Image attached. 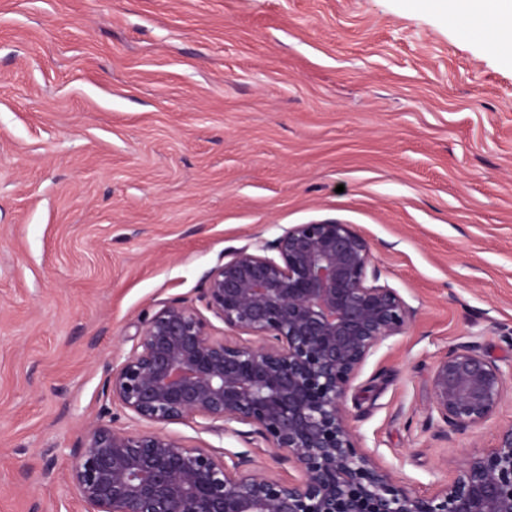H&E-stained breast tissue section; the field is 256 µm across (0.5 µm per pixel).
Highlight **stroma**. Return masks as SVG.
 <instances>
[{
    "label": "stroma",
    "instance_id": "stroma-1",
    "mask_svg": "<svg viewBox=\"0 0 512 512\" xmlns=\"http://www.w3.org/2000/svg\"><path fill=\"white\" fill-rule=\"evenodd\" d=\"M449 0H0V512H84L70 449L144 428L105 370L231 251L336 219L413 308L345 397L419 495L512 422L449 433L431 376L512 367V60ZM163 433L250 452L202 431Z\"/></svg>",
    "mask_w": 512,
    "mask_h": 512
}]
</instances>
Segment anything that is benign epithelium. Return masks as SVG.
Returning a JSON list of instances; mask_svg holds the SVG:
<instances>
[{
  "label": "benign epithelium",
  "mask_w": 512,
  "mask_h": 512,
  "mask_svg": "<svg viewBox=\"0 0 512 512\" xmlns=\"http://www.w3.org/2000/svg\"><path fill=\"white\" fill-rule=\"evenodd\" d=\"M379 277L366 239L324 220L286 228L255 252L234 250L204 279L203 308L164 304L112 367V403L150 424L198 417L208 431L260 440L297 475L275 480L248 453L96 423L69 471L84 512H512V422L429 496L357 449L346 394L412 316ZM205 310L254 340L213 335ZM511 380L512 368L475 346L453 347L435 366L432 409L465 432L512 395Z\"/></svg>",
  "instance_id": "benign-epithelium-1"
}]
</instances>
